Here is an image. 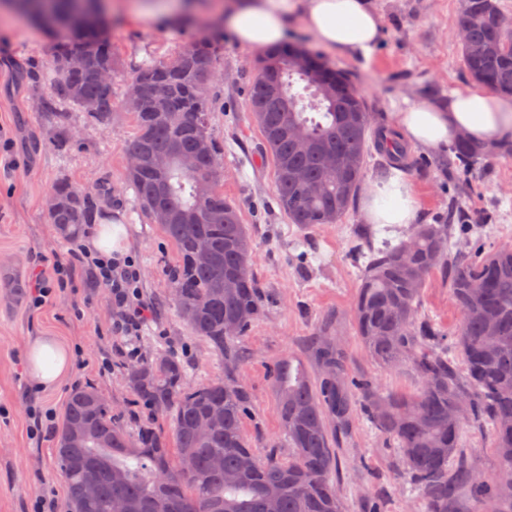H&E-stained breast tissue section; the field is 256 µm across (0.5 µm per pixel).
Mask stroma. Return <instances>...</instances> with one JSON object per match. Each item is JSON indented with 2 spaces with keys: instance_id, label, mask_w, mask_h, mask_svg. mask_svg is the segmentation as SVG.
<instances>
[{
  "instance_id": "stroma-1",
  "label": "stroma",
  "mask_w": 512,
  "mask_h": 512,
  "mask_svg": "<svg viewBox=\"0 0 512 512\" xmlns=\"http://www.w3.org/2000/svg\"><path fill=\"white\" fill-rule=\"evenodd\" d=\"M109 37L122 67L113 80L117 95L125 93L123 70L142 61L166 60L199 38L215 51L212 86L215 112L212 133L223 144L224 194L239 208L254 240L252 272L262 296V311L245 336L244 357L237 378L245 386L251 411L244 432L267 455L266 441L278 444L280 458L288 446L278 415L272 372L289 359L314 369L312 339L320 330L335 337L350 377L387 388L412 391L415 376L392 372L368 357L354 329L353 302L361 283V267L349 257L363 224L360 205H353L336 224L308 229L288 223L274 187V164L261 151V133L251 118L246 91L255 75L260 51L236 45L226 32L212 28V11L193 21L167 25L136 14L133 0H105ZM384 36L370 58H344L323 52L312 35L296 28L291 44L346 71L362 92L373 130L390 126L393 112L405 102H441L450 90L470 85L460 60V0H374ZM62 42L25 15L0 9V512H28L44 490H53L59 512H66L67 494L56 466L54 435L31 438L28 406L38 400L61 418L69 393L85 385L102 393L113 411L122 413L129 431L153 420L127 381L126 364L109 373L97 369L98 356L109 353L110 302L98 289L76 281L71 292L53 306L29 308L28 285L38 273L51 274L56 262L67 261L72 244L49 224L47 197L53 182L65 177L83 189H104L103 210H121L131 251L143 268V293L157 313L137 345L141 356L166 352L186 367L192 383L223 376L224 362L209 345L192 336L172 304L167 264L175 255L158 225L135 206L125 181V144L135 132L130 112L116 109L110 125L90 123L76 106L65 105L74 140L67 153L49 141L55 129L37 106ZM402 169L417 196L414 221L433 224L448 216L453 186L472 184L475 192L463 202L472 222L483 225L479 253L512 246V159H484L464 172L450 170L448 153L408 145ZM422 315L446 331H454L460 313L448 279L434 273L422 293ZM58 337L67 347L83 348L88 364L72 367L50 390L33 387L27 374L28 337ZM337 473L346 512H367L375 502L380 512H418L408 490L397 449L386 441L361 411L349 428L337 433Z\"/></svg>"
}]
</instances>
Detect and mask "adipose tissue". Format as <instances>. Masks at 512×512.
<instances>
[{
	"label": "adipose tissue",
	"mask_w": 512,
	"mask_h": 512,
	"mask_svg": "<svg viewBox=\"0 0 512 512\" xmlns=\"http://www.w3.org/2000/svg\"><path fill=\"white\" fill-rule=\"evenodd\" d=\"M301 21L325 49L347 57H371L383 27L372 0H224L216 18L219 28L242 47L266 49L283 43L294 21ZM391 124L400 138L440 150L459 139L485 146L512 142V97L461 87L447 101L415 103L393 113ZM418 201L401 171L365 184L362 212L376 242L400 239L413 220ZM87 249L122 257L129 252L128 232L120 219L100 220L88 232ZM30 380L54 386L71 368L72 354L50 336L26 343Z\"/></svg>",
	"instance_id": "ef3b65f1"
}]
</instances>
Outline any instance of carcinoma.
Segmentation results:
<instances>
[{"mask_svg":"<svg viewBox=\"0 0 512 512\" xmlns=\"http://www.w3.org/2000/svg\"><path fill=\"white\" fill-rule=\"evenodd\" d=\"M16 9L51 16L65 39L53 61L55 76L40 110L52 118L58 151L70 144L61 104L96 111L95 124L112 121L123 106L105 72L117 71L98 0H9ZM458 22L465 71L477 84L512 95V17L496 0H460ZM75 57L78 65L69 59ZM279 76L249 84L248 105L275 167L280 211L302 228L336 224L353 205L370 146L400 167L405 146L371 135V115L350 77L319 56L295 47L270 54ZM215 53L203 39L172 58L138 65L126 73V94L143 107L134 113L136 133L126 155L136 165L125 178L135 203L160 225L175 246L179 265L172 279L177 311L193 335L212 345L224 361V376L190 385L184 364L157 352L128 373L131 389L154 415L170 419L171 437L150 426L128 432L101 403L91 386L67 397L58 427L55 459L65 483L68 512H265L263 490H280L279 512H344L338 490L339 461L328 423L348 428L353 407L394 443L410 491L423 512H512V249L482 257L466 249L470 234L454 237L453 225L412 224L396 245L372 253L362 270L354 301L355 330L370 359L385 368L412 372L413 395L348 379L333 337H314L317 370L284 361L273 370L278 412L288 441V459L259 456L245 435L251 407L236 380L239 341L261 311L252 270L253 240L239 208L219 187V152L211 133L210 80ZM305 82L292 93L293 78ZM299 127L310 146L298 147L288 126ZM373 142H368V136ZM457 167L469 170L486 157L467 140L453 149ZM196 157L186 173L179 159ZM336 156L334 172L326 159ZM55 208L48 221L67 239L95 223L99 195L78 189L67 178L51 187ZM207 243L209 261L196 260V245ZM449 270V288L460 312L454 332L459 361L448 358V338L435 323L419 318L421 294L437 270ZM244 314L238 329L225 323ZM490 428L498 473L487 475L466 446L467 434ZM194 461L189 471L182 460ZM470 507L462 510V492Z\"/></svg>","mask_w":512,"mask_h":512,"instance_id":"1","label":"carcinoma"}]
</instances>
